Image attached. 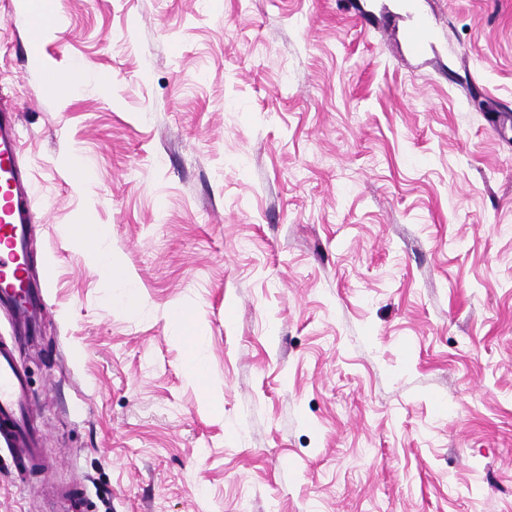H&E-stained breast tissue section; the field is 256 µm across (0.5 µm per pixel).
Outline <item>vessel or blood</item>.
Returning a JSON list of instances; mask_svg holds the SVG:
<instances>
[{"mask_svg": "<svg viewBox=\"0 0 512 512\" xmlns=\"http://www.w3.org/2000/svg\"><path fill=\"white\" fill-rule=\"evenodd\" d=\"M21 130L16 110L0 111V306L29 327L39 311V291L31 287L26 254L28 226L37 209L32 188L19 165ZM0 442L12 448L27 468L44 455L30 430L29 392L17 365L15 348L0 342Z\"/></svg>", "mask_w": 512, "mask_h": 512, "instance_id": "obj_1", "label": "vessel or blood"}]
</instances>
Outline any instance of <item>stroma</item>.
I'll list each match as a JSON object with an SVG mask.
<instances>
[{"label": "stroma", "instance_id": "obj_1", "mask_svg": "<svg viewBox=\"0 0 512 512\" xmlns=\"http://www.w3.org/2000/svg\"><path fill=\"white\" fill-rule=\"evenodd\" d=\"M50 12L36 39L0 0L50 283L18 351L46 463L0 447V512H512V0ZM87 211L138 314L66 235ZM170 320L176 328L178 339L187 345L190 350V357L185 368L186 378L191 383L197 385L204 381L205 361L201 352L196 350L195 336H191L192 334L185 329L186 317L181 311L175 310L171 312Z\"/></svg>", "mask_w": 512, "mask_h": 512}]
</instances>
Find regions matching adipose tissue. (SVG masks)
<instances>
[{
  "label": "adipose tissue",
  "instance_id": "adipose-tissue-1",
  "mask_svg": "<svg viewBox=\"0 0 512 512\" xmlns=\"http://www.w3.org/2000/svg\"><path fill=\"white\" fill-rule=\"evenodd\" d=\"M68 234L82 241L95 238L97 246L90 256L92 266L103 281L117 289L116 294L110 295V303L121 311L138 313L141 309L139 289L125 275L111 249L103 247L106 232L99 225L93 224L90 215L86 214L78 223L69 226Z\"/></svg>",
  "mask_w": 512,
  "mask_h": 512
}]
</instances>
